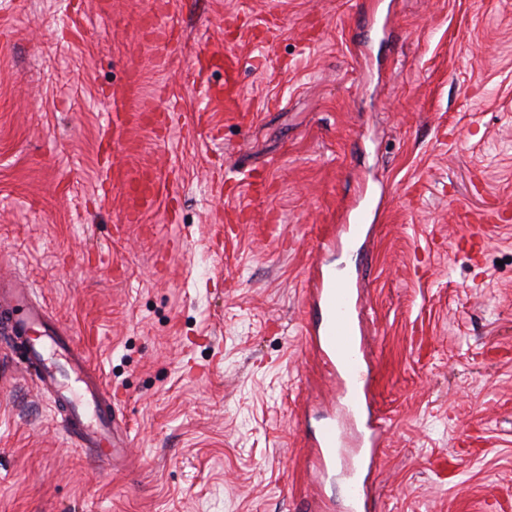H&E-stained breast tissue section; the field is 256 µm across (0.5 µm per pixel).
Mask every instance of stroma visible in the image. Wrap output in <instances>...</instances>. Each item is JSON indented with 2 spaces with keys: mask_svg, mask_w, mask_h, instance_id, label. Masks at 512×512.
Segmentation results:
<instances>
[{
  "mask_svg": "<svg viewBox=\"0 0 512 512\" xmlns=\"http://www.w3.org/2000/svg\"><path fill=\"white\" fill-rule=\"evenodd\" d=\"M150 2L0 0V274L89 337L128 437L98 469L0 345V512H345L304 280L347 209L374 512H512V0H169L168 36ZM221 45L243 126L189 68ZM113 165L156 182L137 222ZM310 444L321 464V475L328 476L336 466V450L346 444L340 424L336 425V417L324 416L316 430L310 436Z\"/></svg>",
  "mask_w": 512,
  "mask_h": 512,
  "instance_id": "stroma-1",
  "label": "stroma"
}]
</instances>
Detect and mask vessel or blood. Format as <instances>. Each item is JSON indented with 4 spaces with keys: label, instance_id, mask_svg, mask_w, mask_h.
<instances>
[{
    "label": "vessel or blood",
    "instance_id": "vessel-or-blood-1",
    "mask_svg": "<svg viewBox=\"0 0 512 512\" xmlns=\"http://www.w3.org/2000/svg\"><path fill=\"white\" fill-rule=\"evenodd\" d=\"M194 66L223 71V82L208 86L206 95L225 111L239 112L238 57L208 47L196 55ZM359 290V283L347 280L322 279L310 285V299L318 311L314 331L320 353L343 384L345 410L358 418L346 512H372L369 479L384 438L382 422L370 412L372 369L355 317ZM0 341L11 349L24 345L23 368L59 406L58 425L65 437L85 449L104 470H111L120 439L114 432L112 400L103 388L101 372L91 368L86 350L75 337L56 333L47 311L35 305L28 289L16 282L0 280ZM310 444L322 474H329L336 466L337 449L347 444L335 416L322 418Z\"/></svg>",
    "mask_w": 512,
    "mask_h": 512
}]
</instances>
